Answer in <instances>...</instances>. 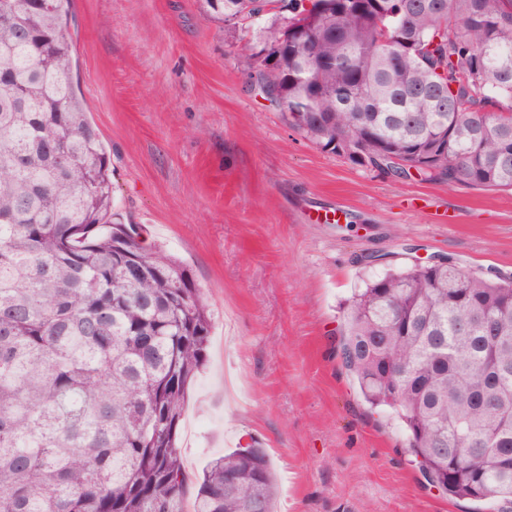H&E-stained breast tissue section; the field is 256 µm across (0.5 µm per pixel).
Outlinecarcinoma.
Masks as SVG:
<instances>
[{
	"mask_svg": "<svg viewBox=\"0 0 512 512\" xmlns=\"http://www.w3.org/2000/svg\"><path fill=\"white\" fill-rule=\"evenodd\" d=\"M0 13V512H275L266 449L188 478L178 446L212 317L177 260L105 224L114 187L70 81L71 0ZM247 29L246 78L324 151L512 190V0H197ZM388 37L393 46L381 49ZM343 366L425 479L512 512V280L368 278Z\"/></svg>",
	"mask_w": 512,
	"mask_h": 512,
	"instance_id": "carcinoma-1",
	"label": "carcinoma"
}]
</instances>
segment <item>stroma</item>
<instances>
[{"label":"stroma","mask_w":512,"mask_h":512,"mask_svg":"<svg viewBox=\"0 0 512 512\" xmlns=\"http://www.w3.org/2000/svg\"><path fill=\"white\" fill-rule=\"evenodd\" d=\"M73 87L109 156L111 222L179 258L214 314L185 468L256 442L276 512H491L429 486L338 355L363 278L445 255L512 277V190L400 179L323 151L249 88L250 36L195 0H74ZM345 219L315 221L313 208Z\"/></svg>","instance_id":"obj_1"}]
</instances>
